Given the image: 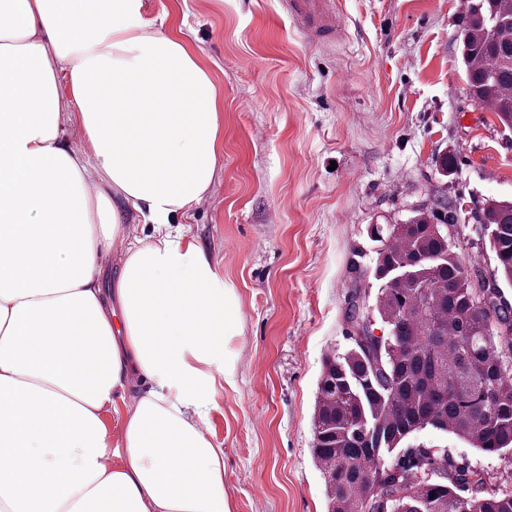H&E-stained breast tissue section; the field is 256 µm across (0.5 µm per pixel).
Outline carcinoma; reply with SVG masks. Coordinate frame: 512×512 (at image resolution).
<instances>
[{
    "mask_svg": "<svg viewBox=\"0 0 512 512\" xmlns=\"http://www.w3.org/2000/svg\"><path fill=\"white\" fill-rule=\"evenodd\" d=\"M459 43L470 97L511 129L512 0H475ZM475 219L490 230V280L422 210L376 226L375 304L351 305L362 335L325 359L318 383L313 461L329 512H512L511 491L489 492L479 472L449 469L446 453L408 448L396 464L384 461L428 427L482 453L512 452V365L495 342L512 335V307L488 298L498 280L512 284V200H486ZM374 316L388 336L371 334Z\"/></svg>",
    "mask_w": 512,
    "mask_h": 512,
    "instance_id": "1",
    "label": "carcinoma"
}]
</instances>
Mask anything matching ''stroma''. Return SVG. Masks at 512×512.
<instances>
[{"label":"stroma","mask_w":512,"mask_h":512,"mask_svg":"<svg viewBox=\"0 0 512 512\" xmlns=\"http://www.w3.org/2000/svg\"><path fill=\"white\" fill-rule=\"evenodd\" d=\"M335 3V39L313 43L282 0H145L153 24L184 18L224 99L221 169L182 222L238 313L208 414L233 512L328 510L313 413L326 355L357 333L351 299L375 301L371 225L435 214L489 276L473 213L512 198V129L470 98L456 42L472 0ZM405 444L446 450L487 490L512 491V455L431 428Z\"/></svg>","instance_id":"obj_1"}]
</instances>
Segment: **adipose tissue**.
I'll return each instance as SVG.
<instances>
[{"mask_svg": "<svg viewBox=\"0 0 512 512\" xmlns=\"http://www.w3.org/2000/svg\"><path fill=\"white\" fill-rule=\"evenodd\" d=\"M163 21L144 0H0V512H232L208 410L237 316L173 227L214 183L224 101ZM71 106L87 149L63 138Z\"/></svg>", "mask_w": 512, "mask_h": 512, "instance_id": "obj_1", "label": "adipose tissue"}]
</instances>
